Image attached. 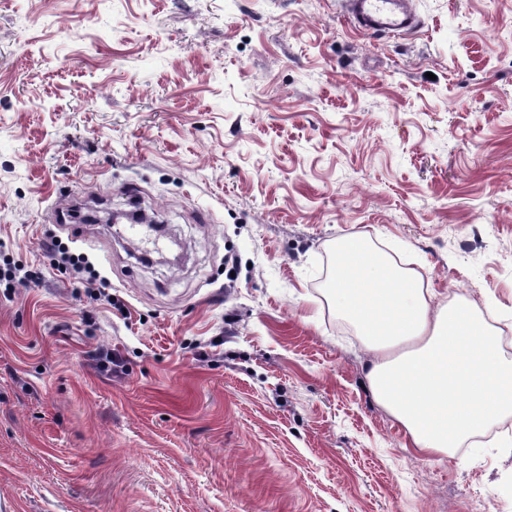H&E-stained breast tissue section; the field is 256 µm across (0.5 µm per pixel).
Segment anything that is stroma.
I'll use <instances>...</instances> for the list:
<instances>
[{
  "mask_svg": "<svg viewBox=\"0 0 512 512\" xmlns=\"http://www.w3.org/2000/svg\"><path fill=\"white\" fill-rule=\"evenodd\" d=\"M413 5L374 36L343 0H0V256L42 273L0 283L12 512L512 499V416L417 455L327 293L365 234L512 335V0ZM50 249L58 257V268L60 271L66 273L68 270H71L88 273V276L83 278L86 284V292L90 298L98 300L101 297V293L100 291L96 293L99 289H96L93 286L96 285L97 280L101 281V277L99 274L92 271V268L89 263H87L85 257L82 254L76 255L70 252L69 247L58 240H53L50 245Z\"/></svg>",
  "mask_w": 512,
  "mask_h": 512,
  "instance_id": "obj_1",
  "label": "stroma"
}]
</instances>
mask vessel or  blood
Segmentation results:
<instances>
[{"mask_svg": "<svg viewBox=\"0 0 512 512\" xmlns=\"http://www.w3.org/2000/svg\"><path fill=\"white\" fill-rule=\"evenodd\" d=\"M345 5L353 27L366 34L404 35L419 25L410 0H345Z\"/></svg>", "mask_w": 512, "mask_h": 512, "instance_id": "1", "label": "vessel or blood"}]
</instances>
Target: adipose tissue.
Wrapping results in <instances>:
<instances>
[{
  "label": "adipose tissue",
  "mask_w": 512,
  "mask_h": 512,
  "mask_svg": "<svg viewBox=\"0 0 512 512\" xmlns=\"http://www.w3.org/2000/svg\"><path fill=\"white\" fill-rule=\"evenodd\" d=\"M329 294L369 354L378 401L425 457L446 456L512 414V359L502 332L467 303L438 304L423 277L393 265L367 236L333 249Z\"/></svg>",
  "instance_id": "obj_1"
}]
</instances>
